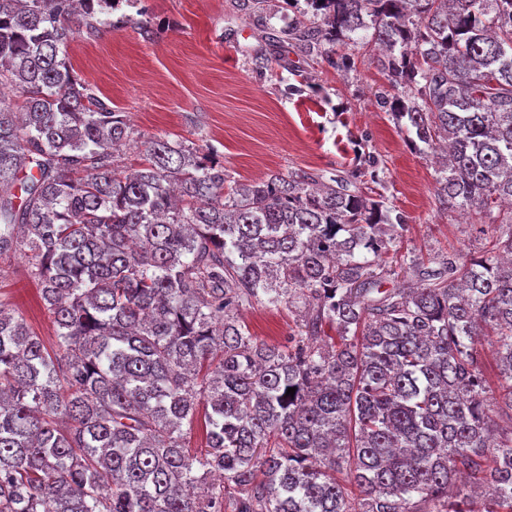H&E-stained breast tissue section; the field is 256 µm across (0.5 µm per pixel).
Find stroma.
Listing matches in <instances>:
<instances>
[{
    "mask_svg": "<svg viewBox=\"0 0 512 512\" xmlns=\"http://www.w3.org/2000/svg\"><path fill=\"white\" fill-rule=\"evenodd\" d=\"M159 30L143 41L134 28L100 39L76 38L68 47L74 74L113 109L127 114L134 139L126 163L138 162L141 142L181 140L216 154L230 182L249 183L298 169L340 174L370 152L379 161L371 197L400 213L406 224L403 251L434 265L448 249L476 255L484 244L479 225L458 209H439L437 172L415 151L405 131L376 96L385 83L366 50L334 69L321 59L289 54L291 70L258 72L260 50L278 56L256 24L238 17L233 0H141ZM304 84L303 96L288 87ZM0 300L10 303L46 347L55 327L28 274L26 258L0 271ZM253 336L286 343L300 320L298 307L256 302L240 310Z\"/></svg>",
    "mask_w": 512,
    "mask_h": 512,
    "instance_id": "obj_1",
    "label": "stroma"
}]
</instances>
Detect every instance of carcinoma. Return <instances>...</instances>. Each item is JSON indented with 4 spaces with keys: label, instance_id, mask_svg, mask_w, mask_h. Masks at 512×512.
<instances>
[{
    "label": "carcinoma",
    "instance_id": "1",
    "mask_svg": "<svg viewBox=\"0 0 512 512\" xmlns=\"http://www.w3.org/2000/svg\"><path fill=\"white\" fill-rule=\"evenodd\" d=\"M304 3L265 40L337 69L374 52L411 144L448 146L436 200L474 212L484 256L402 253V216L358 187L369 153L233 186L177 140L121 165L126 115L66 62L116 27L110 0H0L22 97L0 106V263L28 256L56 330L50 351L0 301V512H512V0ZM394 263L419 286L382 288ZM262 299L303 306L287 343L240 323Z\"/></svg>",
    "mask_w": 512,
    "mask_h": 512
}]
</instances>
